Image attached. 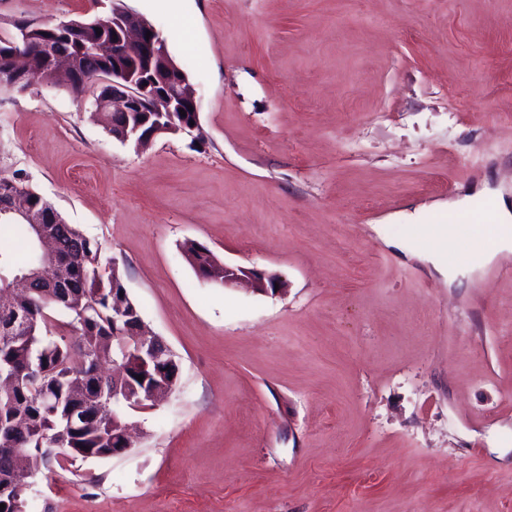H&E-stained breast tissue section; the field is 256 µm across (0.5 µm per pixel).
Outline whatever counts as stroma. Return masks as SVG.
<instances>
[{"mask_svg": "<svg viewBox=\"0 0 512 512\" xmlns=\"http://www.w3.org/2000/svg\"><path fill=\"white\" fill-rule=\"evenodd\" d=\"M199 128L143 150L98 92L0 89V175L116 259L180 363L134 445L41 468L36 512H512V257L455 279L415 232L512 202V0H121ZM111 0H0L13 22ZM193 240L279 294L200 280Z\"/></svg>", "mask_w": 512, "mask_h": 512, "instance_id": "stroma-1", "label": "stroma"}]
</instances>
